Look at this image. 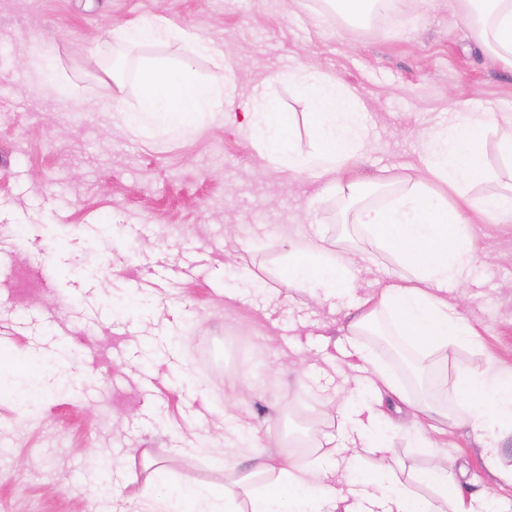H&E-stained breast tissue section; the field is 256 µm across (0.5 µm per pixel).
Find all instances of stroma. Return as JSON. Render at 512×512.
<instances>
[{"mask_svg": "<svg viewBox=\"0 0 512 512\" xmlns=\"http://www.w3.org/2000/svg\"><path fill=\"white\" fill-rule=\"evenodd\" d=\"M159 14L224 52L223 63L182 43L136 48L112 33ZM66 95L33 88L41 58ZM189 67L233 83L234 111L254 85L296 65L354 90L367 140L342 171L357 204L313 174L262 166L252 141L223 115L178 135L131 134L113 96L134 106L142 62ZM120 69L122 86L102 80ZM293 117L297 151L313 149L310 106L291 83L269 88ZM512 107V71L487 57L454 0H399L391 20L349 27L321 0H0V512H148L153 499L195 483L224 484V465L282 454L297 436L331 450L339 411L361 392L336 343L347 299L276 291L285 241H321L361 256L357 291L402 269L354 221L422 170L416 131L454 112ZM387 172L389 184L373 181ZM481 251L448 290L480 333L448 359L365 335L411 397L437 374L512 367V223L478 221ZM55 383L40 384L47 366ZM260 393L236 399L246 382ZM439 437L492 512H512V487L480 464L469 408ZM386 453L341 462L351 483L384 466L425 469L411 434ZM167 473L146 487L144 462Z\"/></svg>", "mask_w": 512, "mask_h": 512, "instance_id": "stroma-1", "label": "stroma"}]
</instances>
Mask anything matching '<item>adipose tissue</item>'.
Instances as JSON below:
<instances>
[{"label":"adipose tissue","instance_id":"obj_1","mask_svg":"<svg viewBox=\"0 0 512 512\" xmlns=\"http://www.w3.org/2000/svg\"><path fill=\"white\" fill-rule=\"evenodd\" d=\"M465 23L480 46L504 67L512 69V0H460ZM128 44L186 43L201 55L223 61L215 44L199 39L188 28L159 15L143 18L121 29ZM507 128L498 143L501 158L512 164V111L462 112L446 127L419 132L427 157L425 174L413 177L408 189L384 207L366 206L356 214L367 235L398 263V280L368 293L352 304L347 324L352 334L388 319L398 335L412 343L431 344L448 354L477 342L472 321L446 297L449 285L462 283L477 262L479 249L465 209L469 190L485 184L491 173L476 160V151L490 127ZM288 272L279 285L316 297L354 288L353 260L322 243L290 247ZM348 365L369 396L359 407L340 410L341 431L331 454L306 465L289 464L287 456L259 457L244 476L224 488L200 486L185 497H167L160 512H183L184 500H193L195 512H489L480 495L466 493L459 480L458 458L436 456L433 465L400 481L392 469L372 473L361 487L343 486L337 461L363 460L365 453L381 452L389 434H417L422 448H434L426 429L438 417H451L450 402L471 405V428L480 445L484 469L512 486V468H503L497 436L512 429V367L487 359L484 368L459 375L451 385L436 387V400L409 397L393 373L358 345L347 351ZM397 406L388 413L386 404ZM440 490V498L419 495V488Z\"/></svg>","mask_w":512,"mask_h":512}]
</instances>
